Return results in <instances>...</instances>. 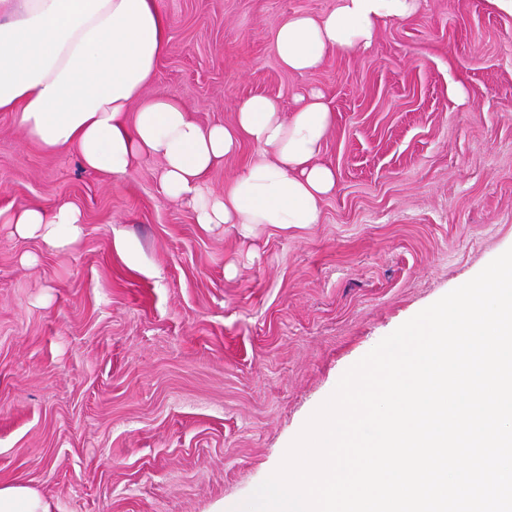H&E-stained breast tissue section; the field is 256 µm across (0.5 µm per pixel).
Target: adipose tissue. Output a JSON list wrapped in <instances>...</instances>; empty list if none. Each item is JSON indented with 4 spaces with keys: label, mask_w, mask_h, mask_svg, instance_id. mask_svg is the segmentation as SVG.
I'll return each instance as SVG.
<instances>
[{
    "label": "adipose tissue",
    "mask_w": 512,
    "mask_h": 512,
    "mask_svg": "<svg viewBox=\"0 0 512 512\" xmlns=\"http://www.w3.org/2000/svg\"><path fill=\"white\" fill-rule=\"evenodd\" d=\"M420 0H336L321 16L293 14L275 37L282 67L307 74L338 52L369 48L387 23L413 16ZM169 46L159 0H0V112L48 151L77 149L94 171L121 176L161 163L165 196L190 204L201 224H316L336 172L318 163L332 124L324 95L242 98L233 124L200 125L173 95L146 89ZM257 154L216 192L207 176L242 141ZM82 222L69 204L0 208V224L52 248L75 243Z\"/></svg>",
    "instance_id": "ef3b65f1"
}]
</instances>
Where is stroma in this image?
Wrapping results in <instances>:
<instances>
[{
	"instance_id": "stroma-1",
	"label": "stroma",
	"mask_w": 512,
	"mask_h": 512,
	"mask_svg": "<svg viewBox=\"0 0 512 512\" xmlns=\"http://www.w3.org/2000/svg\"><path fill=\"white\" fill-rule=\"evenodd\" d=\"M160 5L148 94L229 125L244 97L288 114L320 90L337 190L317 224L206 226L163 195L159 162L105 176L0 112V208L67 202L84 220L63 249L0 224V483L52 512L242 504L351 366L512 248V15L422 0L298 75L279 25L336 0Z\"/></svg>"
}]
</instances>
